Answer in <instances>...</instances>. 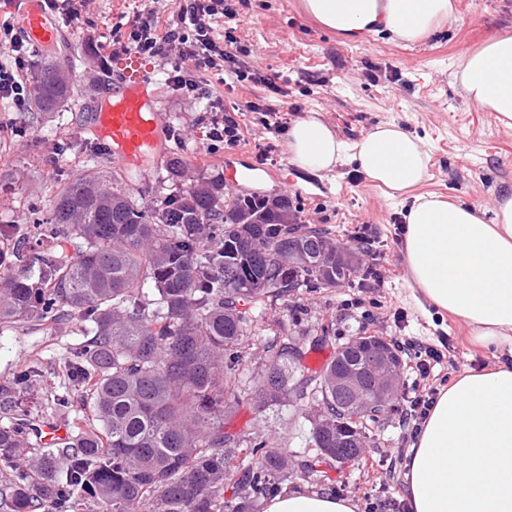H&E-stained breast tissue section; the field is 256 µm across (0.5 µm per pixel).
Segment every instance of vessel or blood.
Segmentation results:
<instances>
[{
	"label": "vessel or blood",
	"mask_w": 512,
	"mask_h": 512,
	"mask_svg": "<svg viewBox=\"0 0 512 512\" xmlns=\"http://www.w3.org/2000/svg\"><path fill=\"white\" fill-rule=\"evenodd\" d=\"M22 22L26 42L39 50L70 44L69 35L47 14L42 0H11ZM159 94L153 67L126 55L113 71L111 99L93 112L91 137L108 150L119 168H138L143 161L160 163L167 151L168 116L156 107Z\"/></svg>",
	"instance_id": "b4317fda"
}]
</instances>
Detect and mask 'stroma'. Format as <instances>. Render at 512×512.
Returning <instances> with one entry per match:
<instances>
[{
    "label": "stroma",
    "mask_w": 512,
    "mask_h": 512,
    "mask_svg": "<svg viewBox=\"0 0 512 512\" xmlns=\"http://www.w3.org/2000/svg\"><path fill=\"white\" fill-rule=\"evenodd\" d=\"M147 0H94L81 28L75 31V53L61 48L39 53L41 68L55 64L80 89L74 102L52 112L16 111L0 103V248L12 247L27 226L45 220L59 188L74 175L88 171L116 176L140 203L150 205L175 194L182 186L167 168L143 173L119 172L105 151L82 130L87 109L103 104L112 64L94 61L93 52L112 37L120 17H132ZM452 24L437 29L425 41L407 44L380 33L348 40L328 31L302 8V0H244L236 19L237 34L248 46L247 67L276 76L281 92L269 96L260 84L222 90L224 105L271 98L288 110L289 122L317 115L348 142L378 124L394 121L417 135L430 156L429 177L420 193L479 207L492 214L497 199L512 192V129L502 127L493 113L464 97L454 74L464 51L480 48L490 38L512 34V0H456ZM168 115L173 156L185 162L191 175L217 179L225 198L259 194L284 196L302 207L310 226L329 229L337 241L353 244L356 225L368 224L381 242L377 256L355 250V274L349 282L316 292L297 291L288 302L257 319L241 345L242 365L236 375L240 403L224 418V428L250 437H274L295 459L308 453L307 439L317 406L272 405L258 409L255 390L270 357L268 325L301 331L304 354L332 360L336 349L362 332L391 338L412 336L444 354L435 377L455 379L468 369H490L499 356L495 348L472 342L466 326L448 314H437L412 289L402 254V238L394 221L402 217L411 197L388 198L357 173L355 165L337 167L319 177L291 164L286 140L275 141L270 174L251 183L236 176L257 163L258 149L268 135L252 112L241 117L245 142L228 149L211 141L200 124L198 101L162 88L158 100ZM384 280L373 284L368 269ZM371 289V304L343 311L344 301L361 298ZM404 321H397V311ZM331 325L334 338L321 340ZM79 334L63 336L34 330L26 324L0 329V386L12 382L19 366L41 363L38 383L16 398L14 413L33 423L55 421L46 401L66 382L63 351ZM413 378L401 377V399L382 420L375 441L364 450L363 463L329 461L326 470L334 496L352 499L358 508L367 502L379 512H409L406 465L414 440L402 420L405 400L413 396Z\"/></svg>",
    "instance_id": "stroma-1"
}]
</instances>
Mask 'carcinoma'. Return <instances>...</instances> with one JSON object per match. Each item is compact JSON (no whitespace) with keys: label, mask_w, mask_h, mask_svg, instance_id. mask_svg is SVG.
Instances as JSON below:
<instances>
[{"label":"carcinoma","mask_w":512,"mask_h":512,"mask_svg":"<svg viewBox=\"0 0 512 512\" xmlns=\"http://www.w3.org/2000/svg\"><path fill=\"white\" fill-rule=\"evenodd\" d=\"M77 94L52 65L34 83L39 112ZM40 227L45 237L71 233L74 253L26 255L23 238L0 251V325L60 327L73 316L89 323L65 358L68 384L54 405L91 420L74 416L70 441L47 450L31 440L28 419L0 425V512H92L99 502L107 512H257L301 473L326 485L327 459L348 463L370 444L386 410L350 429L339 424L336 401L374 399L373 359L348 348L307 376L291 336L270 356L259 407L320 403L313 455L293 463L274 438L243 441L224 431V414L239 401L234 378L253 315L300 288H334L355 271L328 231L297 222L288 200H226L219 182L192 179L146 206L102 175L79 174ZM352 367L358 390L336 392V376ZM38 375L23 366L0 386V410L12 411L16 390Z\"/></svg>","instance_id":"obj_1"}]
</instances>
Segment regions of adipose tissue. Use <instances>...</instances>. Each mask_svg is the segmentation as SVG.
<instances>
[{
	"mask_svg": "<svg viewBox=\"0 0 512 512\" xmlns=\"http://www.w3.org/2000/svg\"><path fill=\"white\" fill-rule=\"evenodd\" d=\"M322 26L355 37L387 31L421 42L452 22V0H303ZM455 78L465 98L512 128V34L464 53ZM292 163L313 174L355 164L378 187L404 193L429 176L419 138L388 122L346 143L322 121L288 131ZM403 253L411 280L434 310L465 323L508 360L468 370L436 403L407 465L411 512H512V195L492 216L473 205L415 197L405 211ZM264 512H356L351 499L298 489L269 498Z\"/></svg>",
	"mask_w": 512,
	"mask_h": 512,
	"instance_id": "obj_1",
	"label": "adipose tissue"
}]
</instances>
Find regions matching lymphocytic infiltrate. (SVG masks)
I'll return each instance as SVG.
<instances>
[{
	"instance_id": "obj_1",
	"label": "lymphocytic infiltrate",
	"mask_w": 512,
	"mask_h": 512,
	"mask_svg": "<svg viewBox=\"0 0 512 512\" xmlns=\"http://www.w3.org/2000/svg\"><path fill=\"white\" fill-rule=\"evenodd\" d=\"M237 0H180L179 9L166 23H159L151 8L138 11L127 29H113L109 45L111 55L136 54L159 60L166 74V83L179 95L207 100L208 106L200 120L209 127V137L226 147L239 146L244 139L237 111L261 113V123L273 138L288 131V119L276 105L241 104L239 110L224 108L213 95V85L261 84L272 93L280 88L270 76L252 71L244 58L249 50L236 35L234 21L238 16ZM33 53L15 33L11 24L0 26V99L17 109H26L32 100L31 69ZM216 75V84H209L208 75ZM394 343L408 350V366L423 383L419 395L411 397L407 419L426 420L438 390L429 379L435 365L443 360L433 345L413 337L398 336Z\"/></svg>"
}]
</instances>
